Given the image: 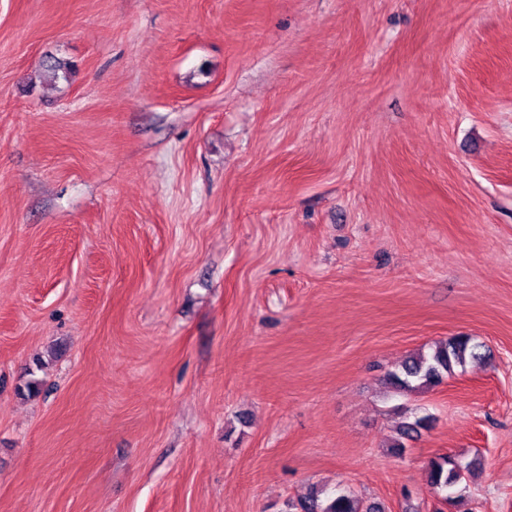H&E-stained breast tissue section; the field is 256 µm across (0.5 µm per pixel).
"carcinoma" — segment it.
<instances>
[{
    "label": "carcinoma",
    "instance_id": "carcinoma-1",
    "mask_svg": "<svg viewBox=\"0 0 512 512\" xmlns=\"http://www.w3.org/2000/svg\"><path fill=\"white\" fill-rule=\"evenodd\" d=\"M482 348L472 336L458 334L436 343L427 354L407 358L388 370L383 381L393 396L406 397L412 392L436 387L454 373V368L482 359ZM430 423L428 416L406 417L398 429L399 440L392 445L394 453L403 452L404 441L420 435ZM472 470V464L463 465L453 455L438 456L428 463V481L436 492H448L469 480ZM299 508L301 512H384L382 505L341 490L324 498L313 492L299 502Z\"/></svg>",
    "mask_w": 512,
    "mask_h": 512
}]
</instances>
